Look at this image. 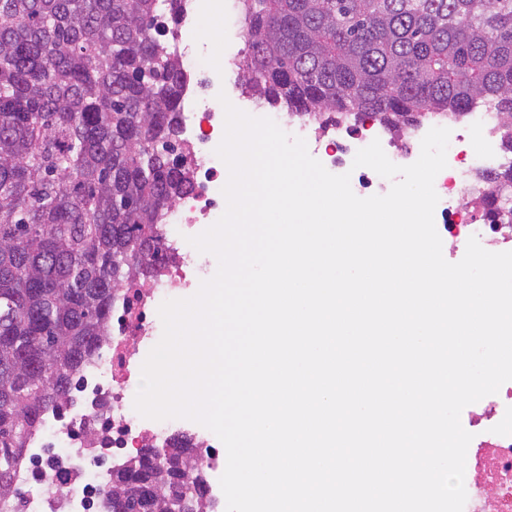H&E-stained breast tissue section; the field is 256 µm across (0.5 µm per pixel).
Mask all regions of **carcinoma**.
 I'll list each match as a JSON object with an SVG mask.
<instances>
[{
	"mask_svg": "<svg viewBox=\"0 0 512 512\" xmlns=\"http://www.w3.org/2000/svg\"><path fill=\"white\" fill-rule=\"evenodd\" d=\"M242 3L244 85L269 104L397 131L492 105L512 154V0ZM161 25L157 0H0V504L20 497L14 452L70 402L121 292L155 278L158 225L194 189ZM477 179L486 223L512 225V164ZM139 467L113 471L105 512H213L190 440L141 495Z\"/></svg>",
	"mask_w": 512,
	"mask_h": 512,
	"instance_id": "obj_1",
	"label": "carcinoma"
}]
</instances>
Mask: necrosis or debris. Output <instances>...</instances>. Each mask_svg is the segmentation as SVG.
<instances>
[{"instance_id":"1","label":"necrosis or debris","mask_w":512,"mask_h":512,"mask_svg":"<svg viewBox=\"0 0 512 512\" xmlns=\"http://www.w3.org/2000/svg\"><path fill=\"white\" fill-rule=\"evenodd\" d=\"M205 3L181 0L172 35L188 75L209 57L207 47L196 39ZM272 118L304 138L310 154L325 168L334 167L338 128L320 131L313 118L295 112H276ZM181 121L201 146L197 164L205 182L173 206L163 227L166 264L150 286L132 289L127 300L113 309L108 338L86 364L72 402L46 414L16 456L14 478L23 495L14 512H102V493L119 465L116 451L151 447L154 440L177 434L184 425L180 419L144 418L134 408L138 371L163 334L160 305L180 298L211 276V254L198 252L189 239L224 212L212 195L224 177V163L215 153L223 138L224 118L214 112L210 97L197 95L189 87L182 95ZM498 122L497 112L487 108L467 113L460 122L429 118L410 129L403 150L389 152L388 157L400 166L416 161L421 140L431 128L450 129L465 148L448 156L446 168L434 181L440 203H449L458 186H472L479 172L498 161L501 143L493 132ZM483 403L490 415L477 421L476 427L488 455L474 466L464 512H512V381L505 382L497 394L484 397Z\"/></svg>"}]
</instances>
